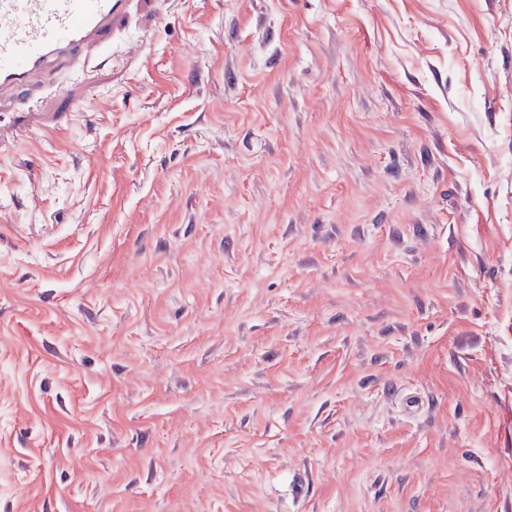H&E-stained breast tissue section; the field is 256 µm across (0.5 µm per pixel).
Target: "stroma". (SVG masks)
<instances>
[{
	"mask_svg": "<svg viewBox=\"0 0 512 512\" xmlns=\"http://www.w3.org/2000/svg\"><path fill=\"white\" fill-rule=\"evenodd\" d=\"M109 51L0 112V512H512V0Z\"/></svg>",
	"mask_w": 512,
	"mask_h": 512,
	"instance_id": "stroma-1",
	"label": "stroma"
}]
</instances>
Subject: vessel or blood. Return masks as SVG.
Segmentation results:
<instances>
[{
    "label": "vessel or blood",
    "mask_w": 512,
    "mask_h": 512,
    "mask_svg": "<svg viewBox=\"0 0 512 512\" xmlns=\"http://www.w3.org/2000/svg\"><path fill=\"white\" fill-rule=\"evenodd\" d=\"M160 0H0V111L31 109L47 77L79 70L132 11L159 15Z\"/></svg>",
    "instance_id": "vessel-or-blood-1"
}]
</instances>
